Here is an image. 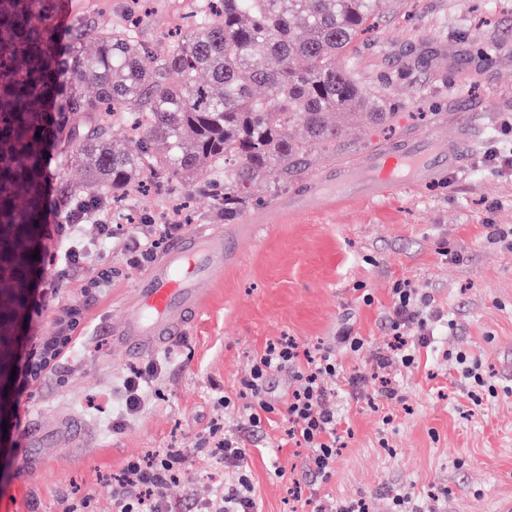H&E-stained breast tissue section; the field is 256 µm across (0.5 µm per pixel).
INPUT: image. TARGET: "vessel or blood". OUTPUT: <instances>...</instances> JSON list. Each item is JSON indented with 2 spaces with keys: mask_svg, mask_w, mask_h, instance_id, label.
<instances>
[{
  "mask_svg": "<svg viewBox=\"0 0 512 512\" xmlns=\"http://www.w3.org/2000/svg\"><path fill=\"white\" fill-rule=\"evenodd\" d=\"M473 149L472 123L467 118L457 121L449 138L409 132L396 140H378L362 157L336 163L310 178L302 191L278 202L272 214L282 222L319 206L339 209L357 199L381 200L402 184H427L465 168ZM237 242L234 236L201 233L176 239L141 282L136 315L113 323V343L130 357L140 358L180 337L204 305L198 282L222 280L237 255ZM83 432L73 417L54 426L35 417L23 440L33 448L49 442L62 447Z\"/></svg>",
  "mask_w": 512,
  "mask_h": 512,
  "instance_id": "b4317fda",
  "label": "vessel or blood"
}]
</instances>
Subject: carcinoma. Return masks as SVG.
I'll return each mask as SVG.
<instances>
[{
  "mask_svg": "<svg viewBox=\"0 0 512 512\" xmlns=\"http://www.w3.org/2000/svg\"><path fill=\"white\" fill-rule=\"evenodd\" d=\"M55 0H0V332L18 289L46 262L48 162L60 223L77 203L126 197L148 180L193 189L224 175V219L336 156L343 137L392 118L336 58L368 30L378 0H196L175 39L133 26L51 22ZM130 124L126 141L112 128ZM38 257H33L34 253Z\"/></svg>",
  "mask_w": 512,
  "mask_h": 512,
  "instance_id": "carcinoma-1",
  "label": "carcinoma"
}]
</instances>
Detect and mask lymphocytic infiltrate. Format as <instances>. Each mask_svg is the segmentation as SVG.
Returning a JSON list of instances; mask_svg holds the SVG:
<instances>
[{
    "label": "lymphocytic infiltrate",
    "mask_w": 512,
    "mask_h": 512,
    "mask_svg": "<svg viewBox=\"0 0 512 512\" xmlns=\"http://www.w3.org/2000/svg\"><path fill=\"white\" fill-rule=\"evenodd\" d=\"M178 230V225L164 224L159 231L125 243L128 266L146 267L155 259L165 239L173 237ZM391 294L385 348L369 350L365 339L349 330L337 336L335 346L323 349L301 347L290 337L269 343L254 356L250 371L241 382L239 395L246 398L247 403L235 428L225 429L224 418L219 415L192 448H161L129 459L113 496L116 512H177L175 505L162 498L161 491L183 475L191 455L199 452L206 453L235 475L234 482L222 487L215 498L206 503V512H259L246 470L245 440L247 433L263 429L270 415L277 412L282 413L288 423L289 437L310 448L306 461L308 471L329 478L342 445L341 421L334 408L337 390L329 385V378L346 380L354 388L360 387L368 377L389 382L394 368L411 367L417 351L429 346L433 326L441 318L428 289L400 279L393 281ZM340 347L363 358L370 367V375L345 374L336 356ZM284 369L289 371L291 382L288 398L279 409L267 397L266 382L270 374ZM159 373V365L150 361L124 379L122 409L114 422L115 428H122L128 418L139 412Z\"/></svg>",
    "instance_id": "f902f5d3"
}]
</instances>
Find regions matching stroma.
<instances>
[{"instance_id": "35a3bbf8", "label": "stroma", "mask_w": 512, "mask_h": 512, "mask_svg": "<svg viewBox=\"0 0 512 512\" xmlns=\"http://www.w3.org/2000/svg\"><path fill=\"white\" fill-rule=\"evenodd\" d=\"M73 16L120 22L134 15L144 39L164 34L190 0H69ZM378 20L341 60L363 86L388 88L390 125L361 128L341 156L364 154L373 140L403 131L432 134L467 115L482 136L467 166L445 180L403 185L389 197L340 211L312 210L270 224L243 240L223 280L184 334L152 353L161 376L145 406L121 430L112 417L122 380L140 359L112 344L114 320L133 314L145 272L126 265L124 239L144 225L176 221L183 233L234 231L211 193L193 190L177 210L171 194L133 196L127 217L104 202L84 221L118 226L100 262L108 287L85 291V270L68 271L57 293H36L30 348L59 335L69 308L79 310L69 344L25 392L15 393L0 432V512H60L64 497H90L113 512L112 495L126 460L158 448H184L210 425L220 396L237 398L254 354L281 336L302 346H331L346 328L372 346L386 340L390 284L402 278L429 288L442 320L435 341L414 367L392 375L395 396L380 384L342 388L336 409L345 438L328 479L306 473L309 449L289 442L284 421L265 426L246 444L249 478L262 512H291L293 493L324 505L367 499L373 512H392L405 494L411 512H512V250L487 239V225L512 226V171H491L486 153L504 116L512 114V0H380ZM457 252L458 260L442 256ZM372 304H364L361 290ZM463 351L482 363L489 388L472 391L449 359ZM497 396H490V389ZM75 416L85 440L44 449L40 469L24 471L31 451L21 440L29 415ZM223 473L196 457L185 476L163 491L182 512H198Z\"/></svg>"}]
</instances>
